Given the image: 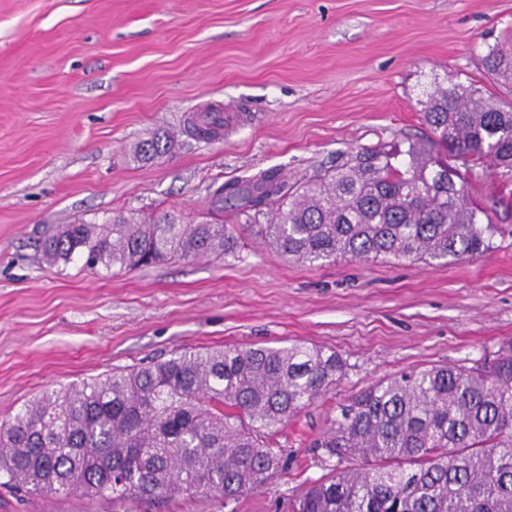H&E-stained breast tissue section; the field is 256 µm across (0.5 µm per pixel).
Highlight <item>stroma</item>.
I'll return each instance as SVG.
<instances>
[{
	"mask_svg": "<svg viewBox=\"0 0 512 512\" xmlns=\"http://www.w3.org/2000/svg\"><path fill=\"white\" fill-rule=\"evenodd\" d=\"M512 46V0H0V420L43 391L184 347L336 350L347 376L277 435L287 470L232 502L126 507L13 497L0 512H277L322 468L309 443L359 390L413 368L473 365L512 340V184L472 191L497 226L483 254L441 266L281 256L258 217L232 254L112 269L42 262L64 224L121 213L209 220V189L276 168L297 181L339 153L430 134L424 90L511 91L483 66ZM244 115L197 141L186 116ZM175 136L142 162L135 146Z\"/></svg>",
	"mask_w": 512,
	"mask_h": 512,
	"instance_id": "35a3bbf8",
	"label": "stroma"
}]
</instances>
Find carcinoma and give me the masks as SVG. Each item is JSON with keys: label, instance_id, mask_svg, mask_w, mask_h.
<instances>
[{"label": "carcinoma", "instance_id": "cac0c4a2", "mask_svg": "<svg viewBox=\"0 0 512 512\" xmlns=\"http://www.w3.org/2000/svg\"><path fill=\"white\" fill-rule=\"evenodd\" d=\"M488 70L512 79L496 44ZM436 138L345 154L301 185L278 169L210 189L215 213H272L266 234L298 262L413 259L430 266L488 250L495 225L455 189L449 160L480 177L490 164L512 181V112L474 85L426 93ZM151 139L137 152H169ZM240 224H183L116 216L64 224L43 242L52 265L119 267L221 256ZM346 361L325 347H187L130 371L45 391L0 421V476L20 495L80 494L114 502H224L263 489L286 468L273 447L302 410L338 386ZM309 447L326 473L289 512H512V342L476 366L432 365L378 380L341 407Z\"/></svg>", "mask_w": 512, "mask_h": 512}]
</instances>
